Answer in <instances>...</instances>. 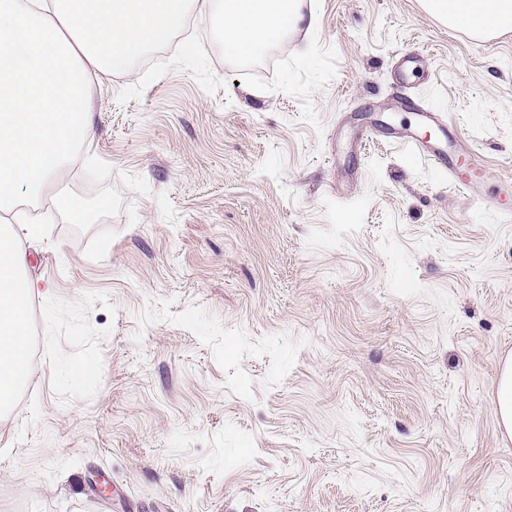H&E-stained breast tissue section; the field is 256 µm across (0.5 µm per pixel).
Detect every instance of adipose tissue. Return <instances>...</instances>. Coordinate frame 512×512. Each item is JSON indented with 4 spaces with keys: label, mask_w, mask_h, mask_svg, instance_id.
<instances>
[{
    "label": "adipose tissue",
    "mask_w": 512,
    "mask_h": 512,
    "mask_svg": "<svg viewBox=\"0 0 512 512\" xmlns=\"http://www.w3.org/2000/svg\"><path fill=\"white\" fill-rule=\"evenodd\" d=\"M423 9L443 23L465 24L491 39L512 31V0H421ZM220 35L231 58H251L299 28L314 29L302 0H221Z\"/></svg>",
    "instance_id": "1"
}]
</instances>
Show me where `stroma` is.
Instances as JSON below:
<instances>
[{"label":"stroma","instance_id":"35a3bbf8","mask_svg":"<svg viewBox=\"0 0 512 512\" xmlns=\"http://www.w3.org/2000/svg\"><path fill=\"white\" fill-rule=\"evenodd\" d=\"M251 70L91 78L93 141L20 238L33 375L0 417V512H512V32L419 0H311ZM439 114L470 198L394 137ZM87 196L75 223L59 195ZM498 196L499 209L480 208ZM495 408L502 434L512 439V356L503 359L498 369Z\"/></svg>","mask_w":512,"mask_h":512}]
</instances>
